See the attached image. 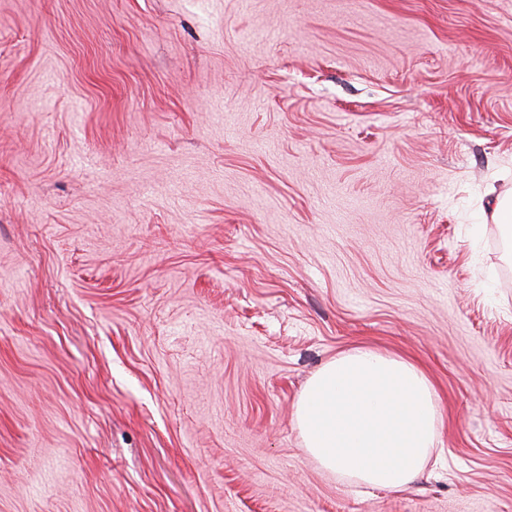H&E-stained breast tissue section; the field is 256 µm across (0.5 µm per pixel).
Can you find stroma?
<instances>
[{
  "instance_id": "1",
  "label": "stroma",
  "mask_w": 512,
  "mask_h": 512,
  "mask_svg": "<svg viewBox=\"0 0 512 512\" xmlns=\"http://www.w3.org/2000/svg\"><path fill=\"white\" fill-rule=\"evenodd\" d=\"M512 0H0V512H512ZM416 361L356 489L294 412ZM442 411L413 361L369 348L342 352L306 384L295 422L321 467L372 488L414 483L436 447Z\"/></svg>"
}]
</instances>
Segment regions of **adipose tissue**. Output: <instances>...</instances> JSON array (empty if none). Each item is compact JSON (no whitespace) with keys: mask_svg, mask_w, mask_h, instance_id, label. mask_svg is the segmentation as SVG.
Wrapping results in <instances>:
<instances>
[{"mask_svg":"<svg viewBox=\"0 0 512 512\" xmlns=\"http://www.w3.org/2000/svg\"><path fill=\"white\" fill-rule=\"evenodd\" d=\"M442 411L413 361L369 348L336 355L306 384L295 422L305 452L356 483L402 490L422 474Z\"/></svg>","mask_w":512,"mask_h":512,"instance_id":"obj_1","label":"adipose tissue"}]
</instances>
